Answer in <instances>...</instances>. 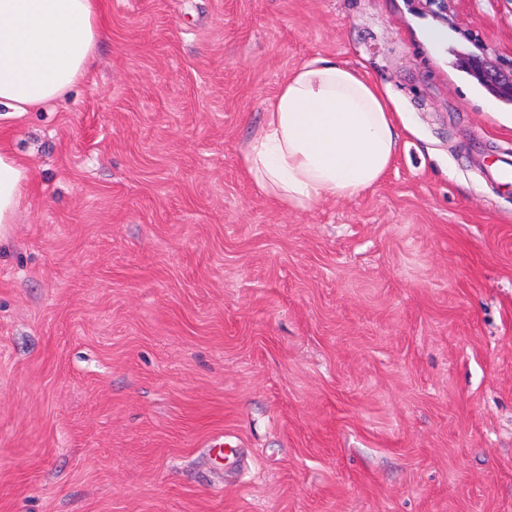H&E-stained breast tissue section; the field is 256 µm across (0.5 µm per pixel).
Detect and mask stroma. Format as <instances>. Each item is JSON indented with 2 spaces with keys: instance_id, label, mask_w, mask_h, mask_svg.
Wrapping results in <instances>:
<instances>
[{
  "instance_id": "obj_1",
  "label": "stroma",
  "mask_w": 512,
  "mask_h": 512,
  "mask_svg": "<svg viewBox=\"0 0 512 512\" xmlns=\"http://www.w3.org/2000/svg\"><path fill=\"white\" fill-rule=\"evenodd\" d=\"M108 7L62 100L0 110L34 174L0 239V512H512V190L483 171L512 103L463 67L512 73V0ZM315 58L408 126L374 189L293 209L241 149Z\"/></svg>"
}]
</instances>
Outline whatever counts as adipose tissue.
<instances>
[{
  "label": "adipose tissue",
  "instance_id": "obj_1",
  "mask_svg": "<svg viewBox=\"0 0 512 512\" xmlns=\"http://www.w3.org/2000/svg\"><path fill=\"white\" fill-rule=\"evenodd\" d=\"M106 34L103 0H0V107L29 112L61 99ZM390 93L317 58L290 72L244 144L245 172L276 202L305 209L379 184L398 148ZM29 169L0 147V238L14 223Z\"/></svg>",
  "mask_w": 512,
  "mask_h": 512
}]
</instances>
